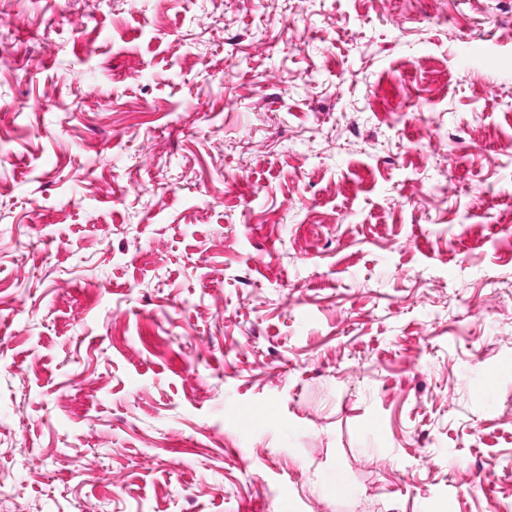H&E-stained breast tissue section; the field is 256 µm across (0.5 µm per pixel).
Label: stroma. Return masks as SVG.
Listing matches in <instances>:
<instances>
[{
    "mask_svg": "<svg viewBox=\"0 0 512 512\" xmlns=\"http://www.w3.org/2000/svg\"><path fill=\"white\" fill-rule=\"evenodd\" d=\"M0 484L512 512V0H0Z\"/></svg>",
    "mask_w": 512,
    "mask_h": 512,
    "instance_id": "stroma-1",
    "label": "stroma"
}]
</instances>
